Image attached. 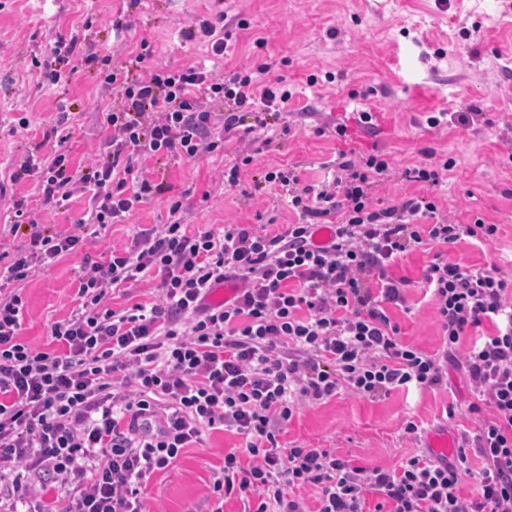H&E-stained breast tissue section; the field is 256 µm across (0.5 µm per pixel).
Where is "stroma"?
I'll list each match as a JSON object with an SVG mask.
<instances>
[{
    "label": "stroma",
    "mask_w": 512,
    "mask_h": 512,
    "mask_svg": "<svg viewBox=\"0 0 512 512\" xmlns=\"http://www.w3.org/2000/svg\"><path fill=\"white\" fill-rule=\"evenodd\" d=\"M213 8L212 0H0L1 248L13 253L28 247L27 238L10 232L17 200L55 233H73L88 219L87 195L76 190L62 204L45 203L39 173L23 175L19 167L30 154L46 163L62 153L76 168L104 153L111 131L102 114L117 96L103 81L105 66L91 68L83 60L94 54L120 66L146 39L153 46L150 67L202 61L220 75L263 60L287 78L293 94L289 132H275L260 151L230 134L223 149L192 161L145 160V168L179 196L190 230L246 224L281 231L297 217L279 202L277 187L262 185L264 172L292 166L303 182L314 183L327 177L325 162L353 149L384 154L390 163L374 198L393 204L430 194L454 223L479 216L498 225L494 241L462 237L449 248V260L487 268L512 259V0H223L234 26L231 50L223 56L179 34ZM118 17L130 29H113ZM61 39L76 42L64 61L53 52ZM54 71L61 80L51 79ZM362 111L372 114L371 124L358 123ZM437 112L447 121L430 127L427 118ZM460 112L468 113L467 124L457 123ZM63 113L70 132L65 141L52 132ZM22 117L28 127L15 129ZM339 123L348 127V141L337 140ZM243 152L252 153V163L242 167L237 186L225 185V165ZM448 157L456 164L441 187L430 190L403 176L407 168ZM167 221L164 202L154 199L102 234L85 228L80 253L37 268L22 284V339L48 346L51 325L78 308L77 272L85 256L128 247L136 232ZM432 257L422 248L394 264V275L413 283L407 293L412 311L389 310L402 339L430 353L440 348L442 329L434 302L418 283ZM475 400L464 370L452 365L444 388L400 390L376 400L342 391L325 403L304 405L280 440L391 468L418 448L403 434L407 420L427 430L447 423L457 440L476 428L467 410ZM450 406L457 410L451 420L445 414ZM242 445V436L230 431L203 433L200 443L148 480V512H243L238 496L219 501L212 495L225 450Z\"/></svg>",
    "instance_id": "35a3bbf8"
}]
</instances>
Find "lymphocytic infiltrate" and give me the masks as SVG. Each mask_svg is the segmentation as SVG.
<instances>
[{
  "mask_svg": "<svg viewBox=\"0 0 512 512\" xmlns=\"http://www.w3.org/2000/svg\"><path fill=\"white\" fill-rule=\"evenodd\" d=\"M152 52L141 40L134 59L108 69L104 82L119 103L105 113L107 150L87 170H69L61 154L43 168L31 156L20 166L40 172L45 202L68 200L77 185L89 192L99 227L124 223L155 198L170 219L136 232L126 249L85 259L81 305L52 324L53 349L21 340L23 297L0 294V512H49L48 488L61 512H146L144 483L218 429L244 445L225 453L212 492L254 498L252 512H310L300 494L309 486L319 493L317 512H364L371 496L374 512H512V273L462 267L447 251L465 236L495 240L498 225L453 223L428 197L383 205L371 188L388 175V161L341 150L332 179L318 184L302 183L293 168L265 172L298 217L284 231H189L181 201L165 197L142 161H192L223 147L225 133L246 140L271 130L291 93L285 77L269 79L268 63L221 76L200 64L153 70ZM15 215L10 231L27 230L29 248L0 251V280L25 281L84 244L79 232H46L23 208ZM318 224L335 225L329 245L313 244ZM431 245L421 286L443 332L434 354L404 343L388 313L408 307L410 282L392 275L393 264ZM149 281L156 300L120 311L107 304L109 289ZM229 281L240 291L209 302L211 288ZM487 323L493 333H482ZM466 339L471 346L458 355ZM455 359L477 395L468 406L477 427L449 459L423 451L393 468L366 467L279 440L303 404L342 389L369 400L438 389ZM486 408L491 418H482ZM146 416L159 419L158 432H143ZM468 479L476 492L465 496Z\"/></svg>",
  "mask_w": 512,
  "mask_h": 512,
  "instance_id": "f902f5d3",
  "label": "lymphocytic infiltrate"
}]
</instances>
